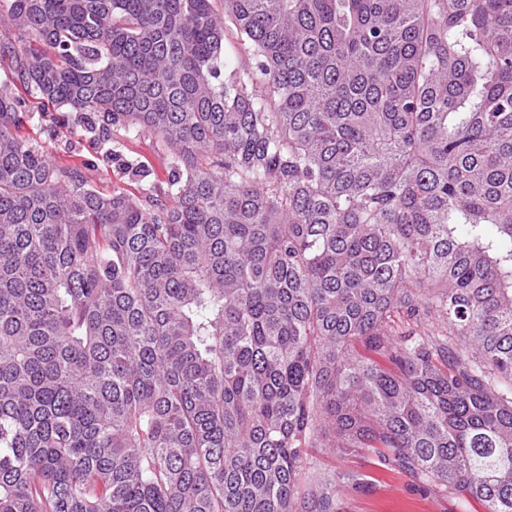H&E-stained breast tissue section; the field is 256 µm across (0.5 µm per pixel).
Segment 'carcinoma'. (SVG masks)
I'll list each match as a JSON object with an SVG mask.
<instances>
[{
    "mask_svg": "<svg viewBox=\"0 0 512 512\" xmlns=\"http://www.w3.org/2000/svg\"><path fill=\"white\" fill-rule=\"evenodd\" d=\"M221 4L0 0V512H346L317 448L512 512V0ZM52 111V110H51ZM53 115L57 112H33L26 133L36 138L52 161L60 166L69 163L73 154H83L92 164L85 170L89 184L100 190H110L116 185L125 186L140 195L141 189L150 193L156 190L161 194L166 189L169 174V154L157 137L149 133L131 134L128 138L123 130L114 132L113 139L126 145L122 159H112L106 148H96L89 140L90 134L70 136L66 132L56 137L48 136L47 130L54 126ZM123 160V161H122ZM144 162L149 167V175L139 183L131 182L126 163Z\"/></svg>",
    "mask_w": 512,
    "mask_h": 512,
    "instance_id": "cac0c4a2",
    "label": "carcinoma"
}]
</instances>
